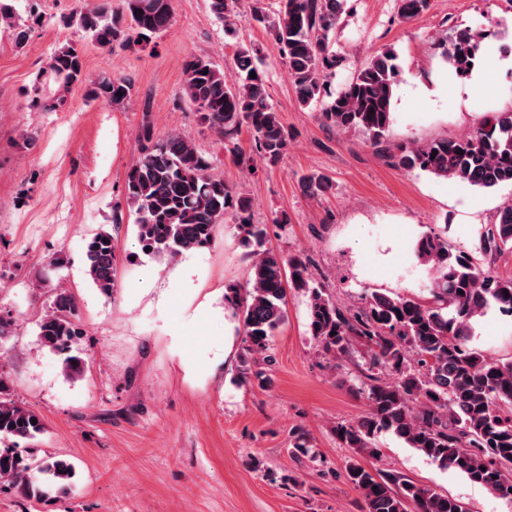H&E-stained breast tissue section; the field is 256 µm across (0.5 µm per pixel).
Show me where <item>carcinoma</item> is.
Segmentation results:
<instances>
[{"mask_svg":"<svg viewBox=\"0 0 512 512\" xmlns=\"http://www.w3.org/2000/svg\"><path fill=\"white\" fill-rule=\"evenodd\" d=\"M347 0H278L274 18L256 2L250 20L268 29L288 64L299 103L322 104L321 119L340 131L366 132L381 144L393 121L395 86L400 69L387 49L369 59L344 91L327 92V71L336 66L332 36L346 13ZM429 0H399L398 13L411 20ZM212 14L227 25L241 14L240 0H209ZM171 21V0H112L88 3L73 12L67 25L83 31L92 44L112 49L132 47L164 30ZM481 36L460 31L442 43L441 55L459 78L468 77ZM239 72L229 75L209 60L185 63V92L202 112V120L221 138L241 127L253 133L262 160L280 161L288 148V129L269 102L265 74L257 66L263 47L242 43L235 52ZM46 73L62 87L84 80L76 49L54 52ZM126 77L103 76L90 98L120 104L131 94ZM329 100H324V97ZM141 156L126 178L128 201L135 209L136 237L144 254L174 260L215 243L218 223L234 217L252 264L246 287L225 288L224 301L241 324L244 347L238 380L270 382L262 364L269 361L273 337L287 320V291L307 297L308 329L323 352L333 357L354 347L366 350L369 362L362 393L368 412L335 428L338 441L353 449L345 480L358 492L362 512H469L465 503L419 485L401 475L380 473L362 458L375 459L376 436L390 431L438 466L452 469L495 496L512 501V360L500 361L470 344L475 323L492 308L512 316V277L493 270L495 260L512 251V203L502 205L493 223L479 234L471 251L448 241L447 232L424 234L413 246L417 265L427 271L432 302L375 292L357 311L341 308L312 276L309 262L265 247L266 230L250 221L248 195L210 173L211 162L179 134L159 139L147 128ZM394 164L436 178L491 190L512 185V112H492L467 136L440 139L422 146H398ZM310 197L332 192L323 174L302 177ZM85 273L104 295L116 286L117 257L112 234L101 231L84 251ZM508 294H503V291ZM74 297L57 288L37 320L42 347L61 356L63 374L80 377L85 361L74 353L78 331ZM389 370L394 383L381 379ZM44 432L43 422L15 400L9 377L0 367V438L32 444ZM297 452L315 457L305 432L291 439ZM75 475L73 465L52 456L41 459L0 448V482L18 494L40 499L62 490Z\"/></svg>","mask_w":512,"mask_h":512,"instance_id":"1","label":"carcinoma"}]
</instances>
